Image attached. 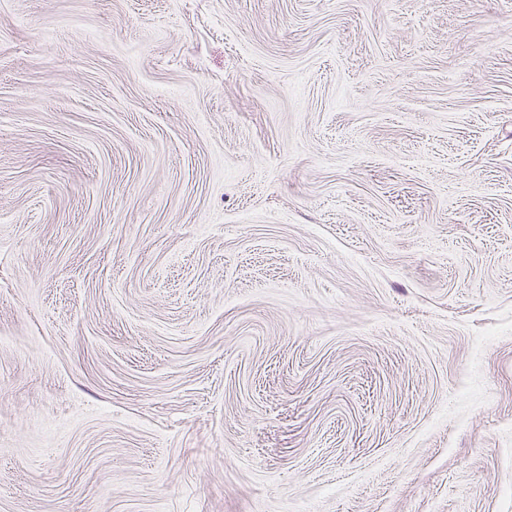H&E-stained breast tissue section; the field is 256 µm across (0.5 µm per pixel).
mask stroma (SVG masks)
Returning a JSON list of instances; mask_svg holds the SVG:
<instances>
[{"instance_id":"obj_1","label":"stroma","mask_w":512,"mask_h":512,"mask_svg":"<svg viewBox=\"0 0 512 512\" xmlns=\"http://www.w3.org/2000/svg\"><path fill=\"white\" fill-rule=\"evenodd\" d=\"M0 512H512V0H0Z\"/></svg>"}]
</instances>
